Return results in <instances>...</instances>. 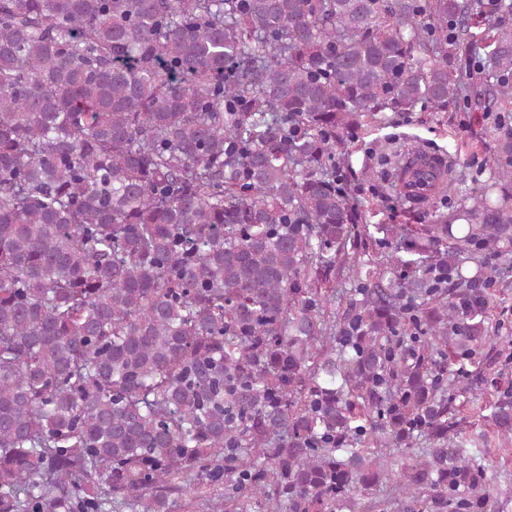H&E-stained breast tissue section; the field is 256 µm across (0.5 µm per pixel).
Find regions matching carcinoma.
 Returning <instances> with one entry per match:
<instances>
[{"label":"carcinoma","instance_id":"1","mask_svg":"<svg viewBox=\"0 0 512 512\" xmlns=\"http://www.w3.org/2000/svg\"><path fill=\"white\" fill-rule=\"evenodd\" d=\"M510 16L0 0V512H169L196 484L224 512H497L456 401L486 343L485 258L512 248L493 198L512 133L471 205L381 238L337 148L382 112L447 111L476 71L512 112ZM481 381L511 434L502 376ZM394 449L413 454L379 496Z\"/></svg>","mask_w":512,"mask_h":512}]
</instances>
